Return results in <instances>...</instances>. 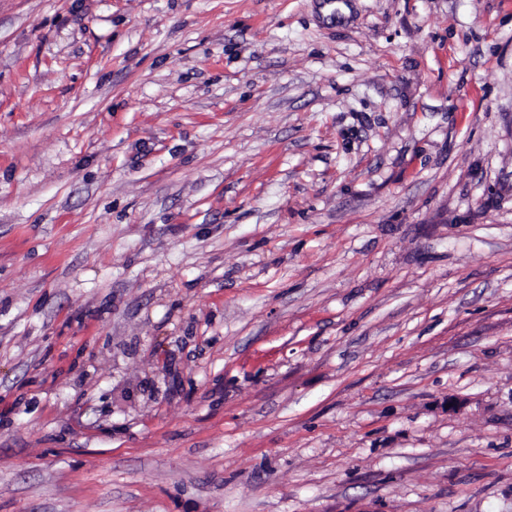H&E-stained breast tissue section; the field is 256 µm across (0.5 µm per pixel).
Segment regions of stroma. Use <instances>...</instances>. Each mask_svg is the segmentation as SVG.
I'll list each match as a JSON object with an SVG mask.
<instances>
[{
  "label": "stroma",
  "mask_w": 512,
  "mask_h": 512,
  "mask_svg": "<svg viewBox=\"0 0 512 512\" xmlns=\"http://www.w3.org/2000/svg\"><path fill=\"white\" fill-rule=\"evenodd\" d=\"M0 512H512V0H0Z\"/></svg>",
  "instance_id": "1"
}]
</instances>
